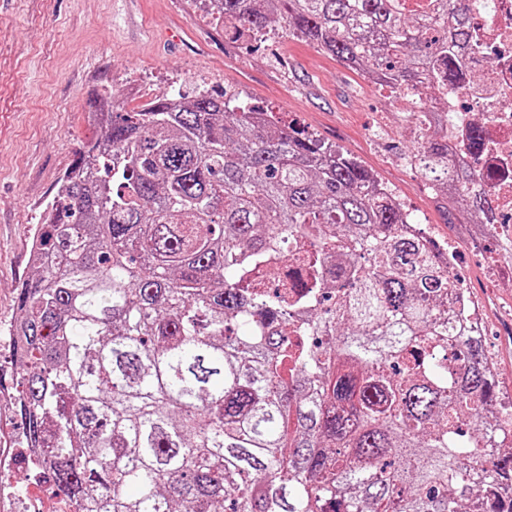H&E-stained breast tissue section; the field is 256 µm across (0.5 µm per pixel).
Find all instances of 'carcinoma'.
<instances>
[{
    "mask_svg": "<svg viewBox=\"0 0 512 512\" xmlns=\"http://www.w3.org/2000/svg\"><path fill=\"white\" fill-rule=\"evenodd\" d=\"M445 102L475 43L462 0H216ZM164 91L58 178L18 288V414L74 512H512V406L444 309L457 279L356 160L226 92ZM411 154L497 223L448 134ZM305 291L281 281L283 257ZM496 437L505 452L477 469Z\"/></svg>",
    "mask_w": 512,
    "mask_h": 512,
    "instance_id": "1",
    "label": "carcinoma"
}]
</instances>
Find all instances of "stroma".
Masks as SVG:
<instances>
[{
  "label": "stroma",
  "instance_id": "1",
  "mask_svg": "<svg viewBox=\"0 0 512 512\" xmlns=\"http://www.w3.org/2000/svg\"><path fill=\"white\" fill-rule=\"evenodd\" d=\"M235 91L373 171L432 239L456 247L455 274L483 312L503 397L512 396V288L489 285L507 239L467 237L466 216L442 208L402 157L415 135L403 92L368 84L316 45L282 31L237 40L214 0H0V324L20 316L31 238L83 141L90 93L136 109L170 86Z\"/></svg>",
  "mask_w": 512,
  "mask_h": 512
}]
</instances>
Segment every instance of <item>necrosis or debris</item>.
<instances>
[{"mask_svg":"<svg viewBox=\"0 0 512 512\" xmlns=\"http://www.w3.org/2000/svg\"><path fill=\"white\" fill-rule=\"evenodd\" d=\"M464 5L474 20L477 45L466 69L478 72L479 79L460 84L448 97L447 111L421 113L419 127L446 131L448 147L460 160L470 153L467 136L475 116H485L480 163L498 175L492 191L498 211L506 217L499 231L512 237V0H464ZM21 458L30 471L23 487L5 480ZM46 471L40 449L27 447L22 434L0 429V512H27Z\"/></svg>","mask_w":512,"mask_h":512,"instance_id":"1","label":"necrosis or debris"}]
</instances>
